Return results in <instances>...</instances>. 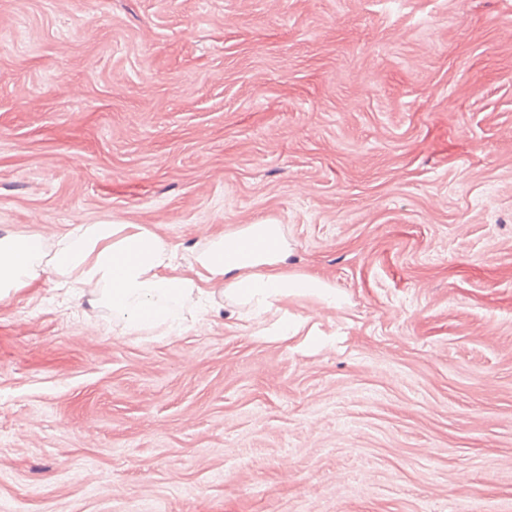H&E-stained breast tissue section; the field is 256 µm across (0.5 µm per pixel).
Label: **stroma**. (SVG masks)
Masks as SVG:
<instances>
[{
	"label": "stroma",
	"mask_w": 512,
	"mask_h": 512,
	"mask_svg": "<svg viewBox=\"0 0 512 512\" xmlns=\"http://www.w3.org/2000/svg\"><path fill=\"white\" fill-rule=\"evenodd\" d=\"M101 223L340 305L0 301V512H512V0H0V231Z\"/></svg>",
	"instance_id": "35a3bbf8"
}]
</instances>
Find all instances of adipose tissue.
Here are the masks:
<instances>
[{"mask_svg":"<svg viewBox=\"0 0 512 512\" xmlns=\"http://www.w3.org/2000/svg\"><path fill=\"white\" fill-rule=\"evenodd\" d=\"M289 245L276 224H251L217 237L181 267L177 247L138 224H70L53 248L41 235L0 233V300L52 274L61 287L105 306L122 332L164 326L180 331L185 310L215 291L257 310L291 296L335 307L336 291L313 275L288 272Z\"/></svg>","mask_w":512,"mask_h":512,"instance_id":"ef3b65f1","label":"adipose tissue"}]
</instances>
